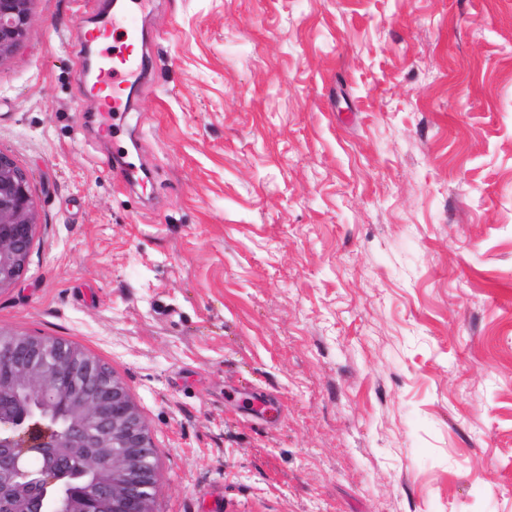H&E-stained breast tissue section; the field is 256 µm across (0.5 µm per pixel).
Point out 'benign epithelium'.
<instances>
[{
	"label": "benign epithelium",
	"mask_w": 512,
	"mask_h": 512,
	"mask_svg": "<svg viewBox=\"0 0 512 512\" xmlns=\"http://www.w3.org/2000/svg\"><path fill=\"white\" fill-rule=\"evenodd\" d=\"M33 0H0V63L24 42ZM37 224L30 179L0 151V289L23 274ZM0 482L26 500L25 512H84L62 499V448L112 452V483L98 491L100 512H150L154 448L141 415L107 367L40 340L0 338ZM22 481H17V477Z\"/></svg>",
	"instance_id": "1"
}]
</instances>
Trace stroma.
Returning <instances> with one entry per match:
<instances>
[{
  "label": "stroma",
  "mask_w": 512,
  "mask_h": 512,
  "mask_svg": "<svg viewBox=\"0 0 512 512\" xmlns=\"http://www.w3.org/2000/svg\"><path fill=\"white\" fill-rule=\"evenodd\" d=\"M112 15L34 0L0 64V331L124 384L151 512H512V0H143L113 139ZM144 68L143 58H139L135 54V46L130 43L117 54H113L106 68L102 69L99 75V90H112L113 94L106 95L103 100L104 125L103 131L109 135L111 132L112 109L116 108L118 103L117 90L124 81V77L133 75L135 72ZM37 206L26 172L0 151V289L14 284L28 264Z\"/></svg>",
  "instance_id": "obj_1"
}]
</instances>
